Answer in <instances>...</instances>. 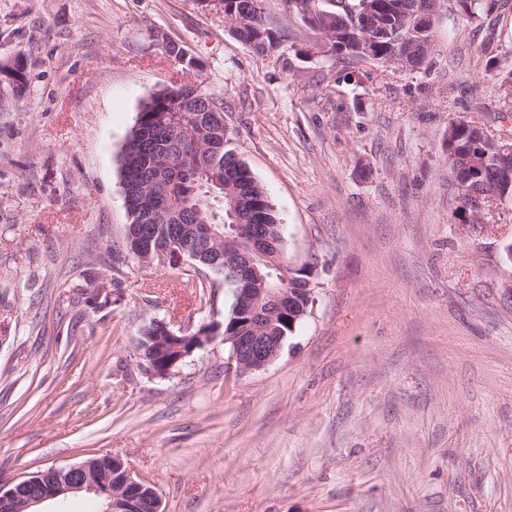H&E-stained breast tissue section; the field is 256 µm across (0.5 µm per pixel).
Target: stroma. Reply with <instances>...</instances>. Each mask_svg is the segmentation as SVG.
<instances>
[{"instance_id":"35a3bbf8","label":"stroma","mask_w":512,"mask_h":512,"mask_svg":"<svg viewBox=\"0 0 512 512\" xmlns=\"http://www.w3.org/2000/svg\"><path fill=\"white\" fill-rule=\"evenodd\" d=\"M261 7L284 39L265 57L215 0H0V483L96 454L162 512H512V202L472 224L448 187L451 123L512 135L488 74L512 67V0L448 6L414 71L336 61L285 0ZM187 81L223 100L314 285L241 374L218 336L154 374L142 326L221 324L232 292L112 260L126 137Z\"/></svg>"}]
</instances>
